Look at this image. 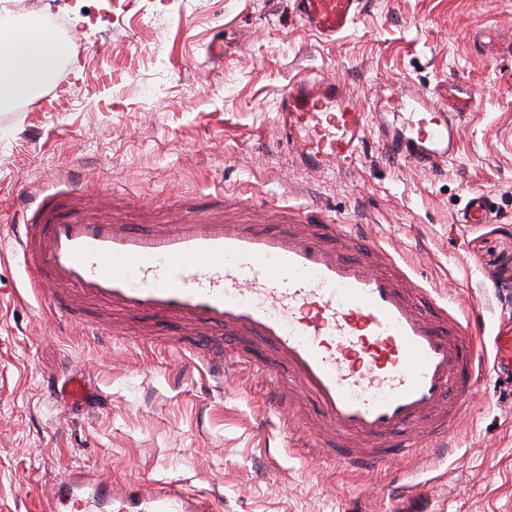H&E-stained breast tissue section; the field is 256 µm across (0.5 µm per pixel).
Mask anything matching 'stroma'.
Listing matches in <instances>:
<instances>
[{"label":"stroma","instance_id":"1","mask_svg":"<svg viewBox=\"0 0 512 512\" xmlns=\"http://www.w3.org/2000/svg\"><path fill=\"white\" fill-rule=\"evenodd\" d=\"M36 2L78 37L53 84L0 105V512H41L54 478L75 467L135 492L176 479L212 493L221 512H399L377 476L302 449L264 453L278 373L223 387L189 354L57 329L24 291L15 198L77 176L143 225L164 223L177 192L202 206L227 189L318 202L398 244L437 299L482 308L492 339L512 311V0H364L326 44L287 0ZM218 31L220 66L206 58ZM305 75L336 77L364 104L463 81L475 107L441 174L389 160L373 141L331 171L299 172L275 102ZM483 191L492 223H458ZM72 375L87 390L69 404L56 386ZM462 405L451 450L407 462L412 500L426 512H512V383L483 371Z\"/></svg>","mask_w":512,"mask_h":512}]
</instances>
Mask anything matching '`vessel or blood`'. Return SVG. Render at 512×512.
Instances as JSON below:
<instances>
[{
  "label": "vessel or blood",
  "instance_id": "vessel-or-blood-1",
  "mask_svg": "<svg viewBox=\"0 0 512 512\" xmlns=\"http://www.w3.org/2000/svg\"><path fill=\"white\" fill-rule=\"evenodd\" d=\"M364 0H292L290 15L323 43L353 25ZM474 101L465 84L449 85L442 103L407 93L364 106L333 79L313 77L279 97L276 124L292 164L323 173L352 160L377 130L388 157L437 171L459 149L458 128ZM76 182L49 193L26 190L15 245L31 288L59 326L91 306L106 316L90 336L115 340L126 315L174 321L196 336L161 343L186 351L231 383L288 368L284 392L316 405V429L304 447L351 472L385 471L391 456L414 458L444 447L456 400L471 395L476 372L493 368L512 381V317L485 350L481 314L461 316L418 284L392 244L364 224H337L280 201L243 200L249 217L223 204L199 211L174 196L179 221L143 228L123 217L84 211ZM491 197L477 193L458 214L462 224L491 221ZM256 344L261 359L241 348ZM43 512H217L208 494L178 480L132 493L102 469L58 475Z\"/></svg>",
  "mask_w": 512,
  "mask_h": 512
}]
</instances>
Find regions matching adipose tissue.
Here are the masks:
<instances>
[{
	"mask_svg": "<svg viewBox=\"0 0 512 512\" xmlns=\"http://www.w3.org/2000/svg\"><path fill=\"white\" fill-rule=\"evenodd\" d=\"M65 45L43 29L29 26L0 38V100L25 99L54 81Z\"/></svg>",
	"mask_w": 512,
	"mask_h": 512,
	"instance_id": "adipose-tissue-1",
	"label": "adipose tissue"
}]
</instances>
